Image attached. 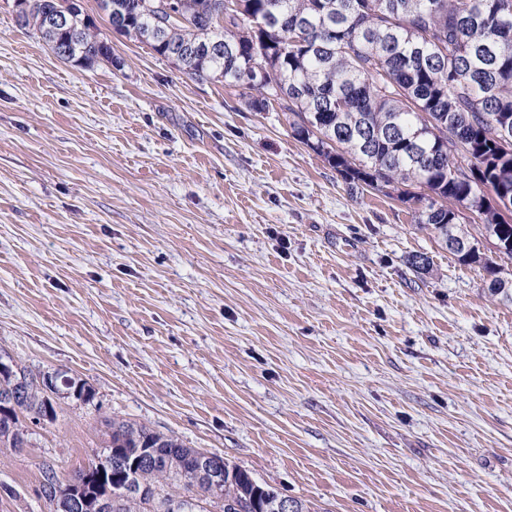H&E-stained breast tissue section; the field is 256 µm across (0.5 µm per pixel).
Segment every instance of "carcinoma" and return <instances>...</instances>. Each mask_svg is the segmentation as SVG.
Here are the masks:
<instances>
[{
  "mask_svg": "<svg viewBox=\"0 0 512 512\" xmlns=\"http://www.w3.org/2000/svg\"><path fill=\"white\" fill-rule=\"evenodd\" d=\"M153 0H97L117 33L145 43L168 57L171 46L198 52L179 65L199 80L253 91L255 110L277 104L288 115L294 136L316 143V152L342 177L375 191H397L416 205L415 223L430 231L449 253L463 261L456 246H476L467 264L488 267L481 245L512 264V218L491 204H512V144L495 137V125L512 128V0H235L239 20L229 29L213 18L216 0H186L184 20L157 27L147 13ZM60 59L90 67L112 62V45L95 25L77 14L72 27L35 31ZM224 42L221 55L207 46ZM262 58L265 83L247 72ZM437 133L423 140L419 129ZM477 223H460L459 209ZM31 383L18 408L0 416V447L28 446V424L49 407L58 412L60 395ZM149 448L152 457L134 469L146 494L126 487L129 469L113 466L118 456L135 457ZM179 437L145 424L114 418L106 451L91 463L104 468V482L83 483L85 470L64 475L57 464L41 465V486L70 495L78 491L112 498V512H199L210 486L196 483L193 454ZM252 473L224 462V506L220 512H266L281 493L252 482Z\"/></svg>",
  "mask_w": 512,
  "mask_h": 512,
  "instance_id": "obj_1",
  "label": "carcinoma"
}]
</instances>
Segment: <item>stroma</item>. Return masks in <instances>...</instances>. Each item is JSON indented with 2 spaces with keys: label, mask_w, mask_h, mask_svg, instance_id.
I'll list each match as a JSON object with an SVG mask.
<instances>
[{
  "label": "stroma",
  "mask_w": 512,
  "mask_h": 512,
  "mask_svg": "<svg viewBox=\"0 0 512 512\" xmlns=\"http://www.w3.org/2000/svg\"><path fill=\"white\" fill-rule=\"evenodd\" d=\"M82 7L112 43L87 69L0 0V350L96 391L0 447V512H49L42 462L88 465L115 416L325 512H512L489 274Z\"/></svg>",
  "instance_id": "obj_1"
}]
</instances>
